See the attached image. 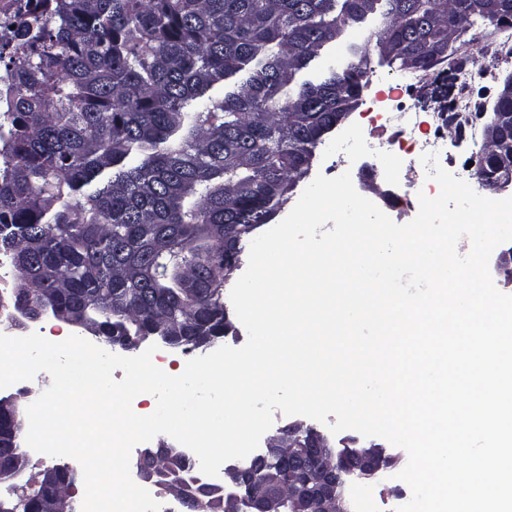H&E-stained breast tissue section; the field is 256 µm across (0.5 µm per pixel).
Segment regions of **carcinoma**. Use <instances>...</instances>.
Instances as JSON below:
<instances>
[{
	"mask_svg": "<svg viewBox=\"0 0 512 512\" xmlns=\"http://www.w3.org/2000/svg\"><path fill=\"white\" fill-rule=\"evenodd\" d=\"M0 41V257L23 263L17 327L73 308L112 344L206 347L232 328L224 279L315 150L358 106L373 55L427 74L436 42L512 0H26ZM484 168L512 181V99ZM21 470L17 441L0 452ZM172 453L152 485L196 489ZM43 486L9 501L30 512Z\"/></svg>",
	"mask_w": 512,
	"mask_h": 512,
	"instance_id": "1",
	"label": "carcinoma"
}]
</instances>
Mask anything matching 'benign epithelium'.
Listing matches in <instances>:
<instances>
[{
	"label": "benign epithelium",
	"mask_w": 512,
	"mask_h": 512,
	"mask_svg": "<svg viewBox=\"0 0 512 512\" xmlns=\"http://www.w3.org/2000/svg\"><path fill=\"white\" fill-rule=\"evenodd\" d=\"M512 265V249L497 247L490 257V272L499 273ZM304 442L302 452L286 448L283 438ZM263 459L268 478L256 480L252 472L237 462L224 467V495L208 493L198 498L205 512H349L346 486L355 480L370 479L397 465L399 458L382 445L361 448L330 447L322 433L302 422L278 429L267 441ZM320 472L310 471V462ZM288 474V487L275 495V478ZM70 470L50 469L43 476L44 491L36 502V512H72L75 486Z\"/></svg>",
	"instance_id": "benign-epithelium-1"
}]
</instances>
